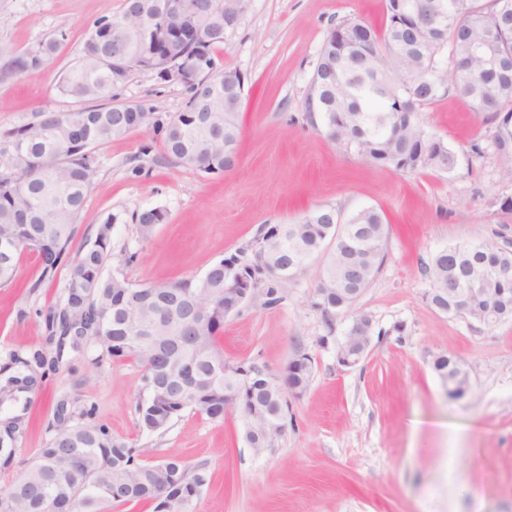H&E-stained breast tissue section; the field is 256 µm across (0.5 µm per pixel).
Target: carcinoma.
<instances>
[{
    "label": "carcinoma",
    "instance_id": "1",
    "mask_svg": "<svg viewBox=\"0 0 512 512\" xmlns=\"http://www.w3.org/2000/svg\"><path fill=\"white\" fill-rule=\"evenodd\" d=\"M407 0H385L386 26L346 18L332 26L319 49L304 112L320 114L321 131L343 151L371 167L414 172L455 171L458 153L439 136L428 132L418 110L456 92L448 80V58L494 30L503 52L512 59V0H438L426 33L410 34ZM168 0H138V18L104 15L94 22L83 41L75 65L60 78L58 91L81 104L74 112L39 109L25 123L0 134V239L19 252L39 255L43 276L52 277L69 255L75 224L96 172L94 148L131 131L150 128L162 136L167 157L174 163L206 175H220L235 167L241 137L239 112L225 109L224 92L214 93L207 76L199 74L183 83L187 101L182 111L162 114L155 108L112 104L114 91L134 73L131 68L116 78L103 67L116 48L127 49L138 67L160 56L184 66L201 46L211 59L224 45V2L213 0L193 17H169V26H182L194 35L185 38L154 30L152 20ZM56 41L47 40L12 56L8 74L47 65ZM344 56L350 65L345 85L328 78L333 57ZM469 111L490 126L491 143L503 174L512 177V69L502 79L477 83L460 93ZM138 235L148 240L166 220L159 208L133 216ZM113 217L100 225L93 243H82L76 253L66 297L44 317L48 340L80 349L99 348L94 364L130 360L142 368L143 385H153L147 398L137 401L140 426L149 432L164 430L187 410L201 412L212 421L224 420L231 406L224 392L231 389L224 368L220 339L224 336L226 289L236 287L219 272L214 280L183 279L133 285L104 268L111 256ZM340 234L358 238L357 251L344 255L328 248L327 240ZM388 239L386 216L366 208L341 220L334 208L322 207L296 224H273L246 248L248 254H266L275 261L285 254L312 261L323 259L316 301L325 320L336 309L356 303L374 281L385 257ZM476 252L470 243L450 245L425 266L428 303L451 306L442 296L448 280L476 281L481 291L470 297V320L494 327L512 321V243L483 239ZM261 305L280 302L282 283L268 275L258 282ZM182 312L187 329L193 328V310H204L199 325V350L191 351L176 340L169 326L166 305ZM61 356L47 358L37 350L9 356L0 367V403L12 405L0 420V467L13 461V445L28 422L30 395L57 370ZM438 377L448 383V396L458 398L468 385L469 373L452 356L434 360ZM313 359L287 366V376L308 389ZM252 389L269 412L279 407L263 379ZM52 436L23 475L24 482L9 488L12 512H108L114 505L149 502L154 512L172 499L188 501L195 512L206 479L203 466L182 461L162 464L140 460L141 450L112 436L96 420L95 406L73 407L67 399L56 404Z\"/></svg>",
    "mask_w": 512,
    "mask_h": 512
}]
</instances>
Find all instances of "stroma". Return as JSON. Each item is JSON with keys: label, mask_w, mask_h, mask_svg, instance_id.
I'll return each mask as SVG.
<instances>
[{"label": "stroma", "mask_w": 512, "mask_h": 512, "mask_svg": "<svg viewBox=\"0 0 512 512\" xmlns=\"http://www.w3.org/2000/svg\"><path fill=\"white\" fill-rule=\"evenodd\" d=\"M124 0H0V71L12 54L49 39V65L0 74V133L32 112H72L57 90L92 24L117 15ZM383 28V0H251L240 26L216 51L219 64L244 79L239 161L205 175L168 160L153 131L139 129L95 149L94 184L76 224V240L94 238L113 216L105 271L134 284L200 277L238 253L272 224H292L331 206L342 218L365 208L389 222L383 265L357 303L378 331L365 358L342 366L337 347L347 311L325 320L315 305L317 269L282 287L273 306L247 305L224 322L225 358L281 372L296 352L314 361L308 391L291 400L276 445L256 454L237 411L223 421L187 411L162 432L143 430L135 411L143 394L133 362L97 367L94 347L57 354L42 315L64 299L68 271L42 279L36 254L24 253L13 285L0 287V365L10 353L43 350L59 369L32 397L30 423L0 490L19 477L50 434L57 401L94 405L113 437L143 449V460L203 465L196 512H512V321L489 328L430 307L425 263L439 250L479 237L512 242V197L490 144L491 133L454 95L421 111L428 131L458 151L453 173L402 172L368 166L342 151L303 118L304 101L328 29L344 18ZM117 103L185 106L182 86L159 85L137 72ZM484 156L471 158L472 142ZM159 207L167 220L141 239L133 212ZM441 355L469 372L467 396H446L433 369Z\"/></svg>", "instance_id": "35a3bbf8"}]
</instances>
